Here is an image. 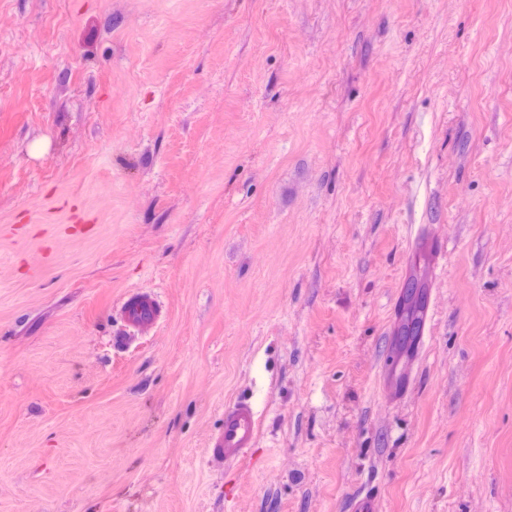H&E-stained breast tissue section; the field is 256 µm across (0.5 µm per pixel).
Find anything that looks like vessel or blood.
I'll return each instance as SVG.
<instances>
[{"mask_svg":"<svg viewBox=\"0 0 512 512\" xmlns=\"http://www.w3.org/2000/svg\"><path fill=\"white\" fill-rule=\"evenodd\" d=\"M124 324L135 331L153 328L160 316V306L153 292L139 290L128 295L121 307ZM259 415L252 403L239 399L224 407L222 431L209 443L206 454L233 463L245 459L254 448Z\"/></svg>","mask_w":512,"mask_h":512,"instance_id":"obj_1","label":"vessel or blood"}]
</instances>
